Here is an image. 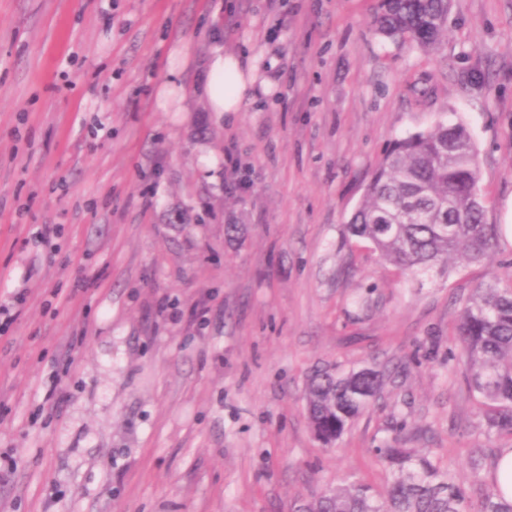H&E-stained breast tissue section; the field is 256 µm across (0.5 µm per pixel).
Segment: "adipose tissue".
<instances>
[{
    "mask_svg": "<svg viewBox=\"0 0 512 512\" xmlns=\"http://www.w3.org/2000/svg\"><path fill=\"white\" fill-rule=\"evenodd\" d=\"M209 80L205 89L207 106L217 113L241 111L258 79L255 66L244 65L223 47H212L208 62Z\"/></svg>",
    "mask_w": 512,
    "mask_h": 512,
    "instance_id": "obj_1",
    "label": "adipose tissue"
}]
</instances>
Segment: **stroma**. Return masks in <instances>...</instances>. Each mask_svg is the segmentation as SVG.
<instances>
[{"label": "stroma", "instance_id": "obj_1", "mask_svg": "<svg viewBox=\"0 0 512 512\" xmlns=\"http://www.w3.org/2000/svg\"><path fill=\"white\" fill-rule=\"evenodd\" d=\"M374 4L0 0V299L25 293L0 317V512H294L385 488L403 420L469 481L489 442L448 334L512 262V0H452L432 55L377 36ZM217 41L278 79L221 117ZM440 119L474 132L500 245L414 276L343 226ZM370 363L394 377L322 448L309 376Z\"/></svg>", "mask_w": 512, "mask_h": 512}]
</instances>
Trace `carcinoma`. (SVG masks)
<instances>
[{
  "label": "carcinoma",
  "instance_id": "1",
  "mask_svg": "<svg viewBox=\"0 0 512 512\" xmlns=\"http://www.w3.org/2000/svg\"><path fill=\"white\" fill-rule=\"evenodd\" d=\"M452 0H377L373 26L386 39L429 54L447 32ZM480 164L473 131L438 121L396 140L372 174L346 225L396 268L414 276L446 270L454 257L479 263L499 245L500 229L486 221L478 190ZM454 348L464 380L480 405V433L512 438V273H493L459 301ZM389 371L375 364L347 373L321 370L307 384L306 411L313 434L333 447L348 426L373 406ZM502 448L470 457L464 484L432 453L400 445L396 437L376 449L390 471L386 493L357 479L327 488L299 512H512L496 479Z\"/></svg>",
  "mask_w": 512,
  "mask_h": 512
}]
</instances>
